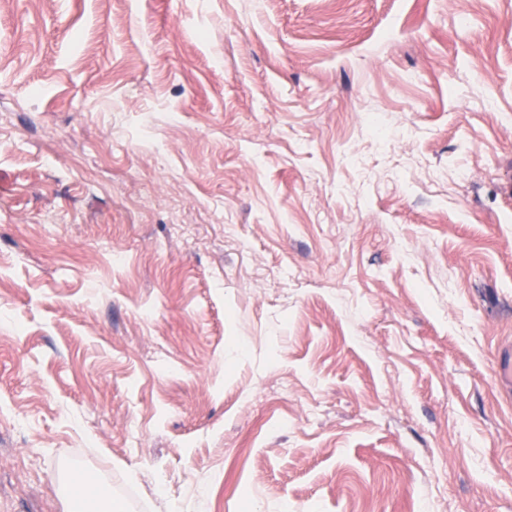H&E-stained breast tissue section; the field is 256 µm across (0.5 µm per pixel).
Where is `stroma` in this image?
Wrapping results in <instances>:
<instances>
[{"label":"stroma","instance_id":"obj_1","mask_svg":"<svg viewBox=\"0 0 512 512\" xmlns=\"http://www.w3.org/2000/svg\"><path fill=\"white\" fill-rule=\"evenodd\" d=\"M510 350L512 0H0V512H512Z\"/></svg>","mask_w":512,"mask_h":512}]
</instances>
